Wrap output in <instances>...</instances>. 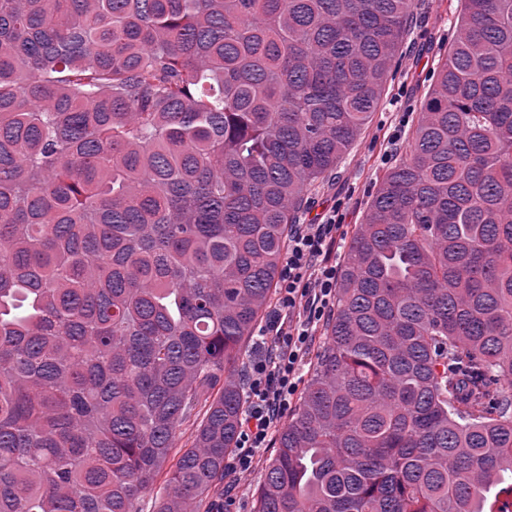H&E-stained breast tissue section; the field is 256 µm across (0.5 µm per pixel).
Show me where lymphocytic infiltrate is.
Wrapping results in <instances>:
<instances>
[{
	"label": "lymphocytic infiltrate",
	"instance_id": "obj_1",
	"mask_svg": "<svg viewBox=\"0 0 512 512\" xmlns=\"http://www.w3.org/2000/svg\"><path fill=\"white\" fill-rule=\"evenodd\" d=\"M340 228L334 209L321 223L294 225L288 235L277 306L259 331L258 349L249 366V406L239 450L224 471L229 485H239L256 455L269 447L277 421L299 390L311 339L332 314Z\"/></svg>",
	"mask_w": 512,
	"mask_h": 512
}]
</instances>
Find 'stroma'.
Segmentation results:
<instances>
[{
	"label": "stroma",
	"mask_w": 512,
	"mask_h": 512,
	"mask_svg": "<svg viewBox=\"0 0 512 512\" xmlns=\"http://www.w3.org/2000/svg\"><path fill=\"white\" fill-rule=\"evenodd\" d=\"M460 9L459 0H415L411 30L400 49L399 71L387 91L388 103L373 113L346 161L308 191L300 223H318L332 207H340L342 239L350 241L388 170L383 156L396 162L406 151V140L391 141L392 130L401 118L416 121L430 72L453 35L449 20Z\"/></svg>",
	"instance_id": "1"
}]
</instances>
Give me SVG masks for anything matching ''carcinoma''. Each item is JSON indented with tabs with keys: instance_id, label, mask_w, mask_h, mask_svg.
<instances>
[{
	"instance_id": "cac0c4a2",
	"label": "carcinoma",
	"mask_w": 512,
	"mask_h": 512,
	"mask_svg": "<svg viewBox=\"0 0 512 512\" xmlns=\"http://www.w3.org/2000/svg\"><path fill=\"white\" fill-rule=\"evenodd\" d=\"M414 0H0V512H209L304 196ZM255 512H512V0H462Z\"/></svg>"
}]
</instances>
